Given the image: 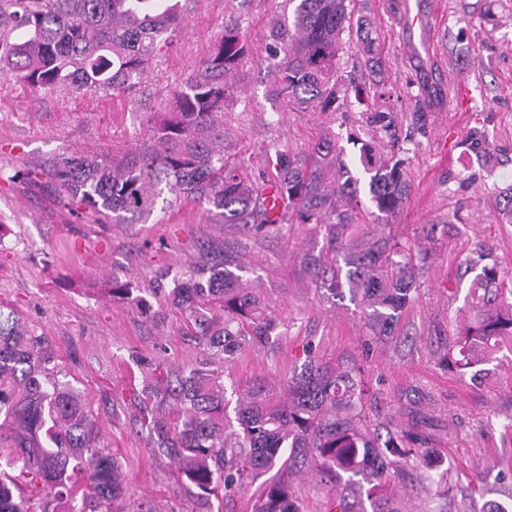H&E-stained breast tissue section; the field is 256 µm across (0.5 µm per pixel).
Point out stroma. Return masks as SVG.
<instances>
[{
    "label": "stroma",
    "mask_w": 512,
    "mask_h": 512,
    "mask_svg": "<svg viewBox=\"0 0 512 512\" xmlns=\"http://www.w3.org/2000/svg\"><path fill=\"white\" fill-rule=\"evenodd\" d=\"M383 46L380 76L398 87L394 104L402 132L400 157L411 196L398 232L428 253L420 290L394 336L376 339L353 306L329 299L299 263L324 244L309 224H282L254 233L211 223L207 207L162 190L153 212L133 224L76 221L53 195L8 183L16 171L62 153L156 148L147 118L169 106V92L229 22L262 44L284 19L286 0H198L174 47L156 57L135 97L116 91L96 99L35 92L0 79V302L56 345L68 378L99 412L101 440L117 457L131 488L114 512H199L194 489L179 486L175 467L152 457L128 413L108 414L129 382L132 355L157 358L171 371L204 357L185 333L186 315L155 291L157 270L184 276L207 240L241 255L247 278L261 288L280 322L273 346L242 347L226 365L227 384L262 378L279 383L300 369L303 348L355 361L366 384V424L387 434L406 407L422 403L439 427L432 448L448 467V493L423 486V468L407 462L392 481L404 512H512V366L482 383L448 371L441 358L456 332L470 279L464 261L488 245L512 276V223L502 217L512 194V0H354ZM417 22L405 21V14ZM224 111V159L243 174L267 168V150L304 149L335 141L354 174L359 148L370 139L363 105L341 100L333 115L287 112L270 92L265 71L244 62L231 79ZM422 101L425 125L415 123ZM484 129L494 149H470L466 135ZM132 281L154 316L115 300L104 287Z\"/></svg>",
    "instance_id": "stroma-1"
}]
</instances>
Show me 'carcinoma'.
I'll return each instance as SVG.
<instances>
[{"instance_id": "obj_1", "label": "carcinoma", "mask_w": 512, "mask_h": 512, "mask_svg": "<svg viewBox=\"0 0 512 512\" xmlns=\"http://www.w3.org/2000/svg\"><path fill=\"white\" fill-rule=\"evenodd\" d=\"M287 23L272 31L264 62L276 97L292 112H336V102L362 92L336 79L343 33L354 17L352 0H288ZM181 0H0V78L40 92L91 98L138 90L154 58L168 50L184 20ZM365 63H380L378 39L362 47ZM239 25L224 33L186 80L170 92V107L153 125L160 151L130 149L122 155L72 153L8 178L45 188L78 215L132 224L149 214L165 185L208 206L216 224L274 229L265 185L275 182L288 221L313 224L325 241L300 261L332 293L349 298L375 335L393 334L419 289L427 253L387 226L407 204L411 184L396 157V113H367L375 137L361 146L369 175V201L339 160L336 143L318 137L301 152L276 153L271 172L249 179L224 162L219 118L229 97L228 78L252 55ZM480 258L464 300L462 319L448 346V370L477 380L512 359V279L492 252ZM246 266L206 243L189 274L164 295L188 315L208 358L177 373L153 358L135 355L138 370L124 405L152 456L176 467L181 486L215 497L247 480L275 472L253 512H303L290 481L308 464L332 484L329 512L356 510L350 495L367 488L372 512H399L390 497H375L390 484L400 460L414 458L433 472L436 493H448L447 471L429 451L432 421L419 411L386 440L362 430L365 391L356 365L331 362L312 346L301 370L282 390L262 379L228 389L222 365L245 345L268 346L279 324L244 280ZM112 296L142 307L130 284L112 279ZM508 354H502V351ZM63 368L49 337L37 335L14 310H0V512H112L127 483L119 462L101 446L87 399L60 379ZM235 418H230L229 407Z\"/></svg>"}]
</instances>
